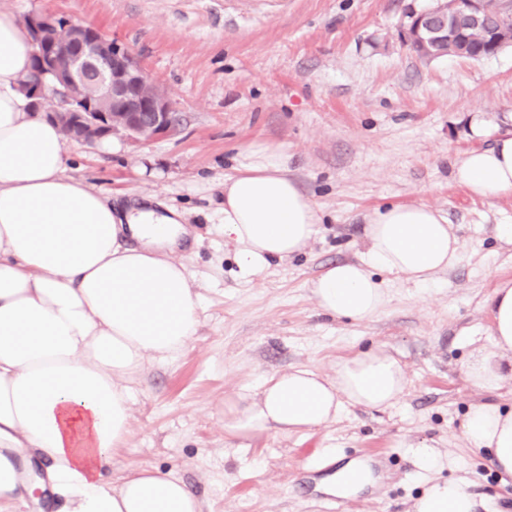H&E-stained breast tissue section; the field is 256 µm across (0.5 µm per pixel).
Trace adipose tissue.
Masks as SVG:
<instances>
[{"mask_svg": "<svg viewBox=\"0 0 512 512\" xmlns=\"http://www.w3.org/2000/svg\"><path fill=\"white\" fill-rule=\"evenodd\" d=\"M33 45L0 10V507L40 491L60 512H203L182 479L143 468L107 485L103 472L131 431L132 381L146 361L180 354L201 324L200 293L174 255L186 234L177 209L152 200L116 210L110 197L67 175L60 126L32 111L21 88ZM224 180V237L239 276L301 253L316 233L314 203L288 176L279 146L254 143ZM455 181L471 195L512 199V132L471 151ZM134 246H125V239ZM360 260L309 282L321 313L371 320L389 302L384 275L426 284L461 259L459 238L428 205H392L366 231ZM492 350L474 349L463 372L480 393L512 380V279L485 302ZM408 384L389 350L338 358L332 374L295 367L237 393L224 408L233 437L311 431L347 408L395 406ZM473 453L512 478V410L471 406L462 423ZM46 476L30 481L35 464ZM459 481H430L415 512H474Z\"/></svg>", "mask_w": 512, "mask_h": 512, "instance_id": "ef3b65f1", "label": "adipose tissue"}]
</instances>
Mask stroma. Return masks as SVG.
Returning <instances> with one entry per match:
<instances>
[{"instance_id": "stroma-1", "label": "stroma", "mask_w": 512, "mask_h": 512, "mask_svg": "<svg viewBox=\"0 0 512 512\" xmlns=\"http://www.w3.org/2000/svg\"><path fill=\"white\" fill-rule=\"evenodd\" d=\"M434 0H0L91 25L126 46L173 102L177 133L145 145L115 135L65 143L68 172L129 204L176 208L194 242L182 260L202 294L201 326L172 361H151L133 386L131 434L109 476L176 472L204 512H331L319 482L333 459L392 460L385 484L346 498L342 512H413L429 479H463L475 512H512V480L470 452L469 406L485 396L462 365L491 348L484 306L512 278L511 199L472 196L453 179L469 152L512 130V47L478 61L423 62L400 31ZM485 133L474 136L473 119ZM253 142L282 146L288 174L317 205L308 248L242 280L225 240L223 182ZM389 204L439 209L462 243L458 265L420 286L390 278L392 300L353 323L317 308L308 281L365 251L366 227ZM371 346L406 367L404 396L384 411L353 408L301 434L224 432V402L293 366L331 373ZM444 463L425 471L418 447Z\"/></svg>"}]
</instances>
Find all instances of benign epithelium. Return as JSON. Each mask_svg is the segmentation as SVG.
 I'll list each match as a JSON object with an SVG mask.
<instances>
[{"label":"benign epithelium","mask_w":512,"mask_h":512,"mask_svg":"<svg viewBox=\"0 0 512 512\" xmlns=\"http://www.w3.org/2000/svg\"><path fill=\"white\" fill-rule=\"evenodd\" d=\"M483 0H435L410 15L404 39L430 41L436 26L448 29V18L461 12H481ZM24 24L31 36L38 67L25 82L34 112L55 120L65 137L89 145L122 134L145 144L171 135L176 113L170 99L153 87L154 81L135 56L97 28L31 14ZM92 85L96 95L76 97L75 85Z\"/></svg>","instance_id":"benign-epithelium-1"}]
</instances>
